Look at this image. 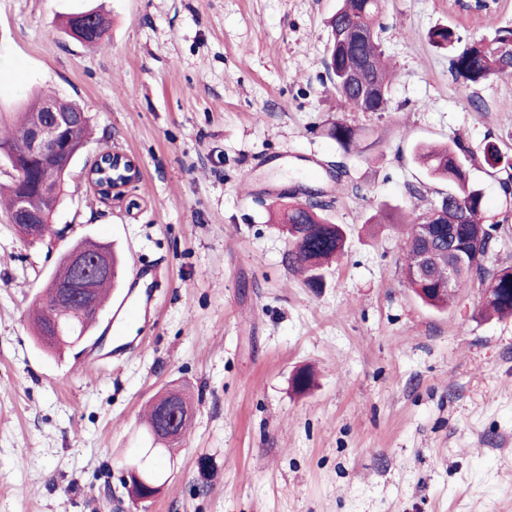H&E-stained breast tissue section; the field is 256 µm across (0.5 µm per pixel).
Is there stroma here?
Segmentation results:
<instances>
[{
	"mask_svg": "<svg viewBox=\"0 0 512 512\" xmlns=\"http://www.w3.org/2000/svg\"><path fill=\"white\" fill-rule=\"evenodd\" d=\"M337 0H0V113L32 93L75 100L92 135L44 240L0 204V512H512V317L481 312L471 282L444 309L402 274L403 228L448 191L415 159L462 143L496 222L488 266L512 265V190L484 161L512 157V76L467 86L433 28L469 23L448 0H386L379 37L396 77L387 112H345L326 66ZM105 17L90 47L65 29ZM355 128L347 154L330 136ZM133 158L129 201L86 179L98 153ZM323 191L347 235L323 287L305 285L275 203ZM112 244L130 297L152 295L113 359L105 337L44 351L30 310L62 254ZM310 369L314 384L292 379ZM192 424L155 457L164 485L139 503L122 480L141 418L166 389Z\"/></svg>",
	"mask_w": 512,
	"mask_h": 512,
	"instance_id": "35a3bbf8",
	"label": "stroma"
}]
</instances>
